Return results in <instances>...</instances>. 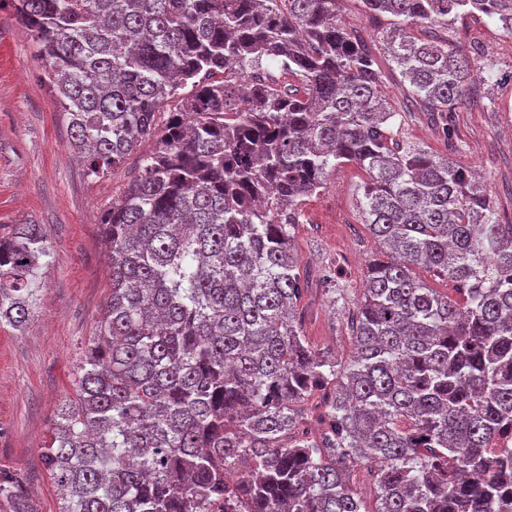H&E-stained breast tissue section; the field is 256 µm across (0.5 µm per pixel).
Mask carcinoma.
<instances>
[{
	"label": "carcinoma",
	"instance_id": "1",
	"mask_svg": "<svg viewBox=\"0 0 512 512\" xmlns=\"http://www.w3.org/2000/svg\"><path fill=\"white\" fill-rule=\"evenodd\" d=\"M339 2L10 0L87 176L156 138L101 218L112 292L42 452L60 512H364L356 465L375 512H512V447H494L512 429V224L471 170L395 129L419 105L451 143L455 113L481 103L476 48L409 29L479 13L512 34V0H360L390 19L412 95L397 109ZM343 165L367 174L357 209L379 246L346 363L304 333L293 245L301 202ZM53 261L40 224L0 236V326L25 325ZM320 280L330 306L349 303ZM328 386L315 438L306 407ZM1 502L33 512L0 471ZM350 483L361 493L363 503L368 509H375V496L371 477L368 476L366 466H357L350 474Z\"/></svg>",
	"mask_w": 512,
	"mask_h": 512
}]
</instances>
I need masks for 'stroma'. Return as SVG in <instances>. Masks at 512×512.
<instances>
[{"instance_id": "stroma-1", "label": "stroma", "mask_w": 512, "mask_h": 512, "mask_svg": "<svg viewBox=\"0 0 512 512\" xmlns=\"http://www.w3.org/2000/svg\"><path fill=\"white\" fill-rule=\"evenodd\" d=\"M340 17L358 31L382 63V90L402 103L409 85L391 70L382 35L385 17H366L359 0H342ZM449 43L480 52L474 72L494 62L497 76L475 80L478 94L495 111L474 107L456 113L461 146L449 150L429 113L413 112L405 140L474 167L490 190L503 222L512 223V34L486 17L466 16L448 26ZM68 119L57 105L32 38L0 0V225L40 224L56 260L22 329L0 327V469L17 473L34 512H60L62 494L47 473L42 447L58 415L74 395L89 341L111 294L110 269L100 220L118 200L135 169V159L106 176H86L70 144ZM366 180L347 165L319 194L302 203L294 245L311 273L304 299V332L317 349L345 360L353 352L343 311L327 306L319 282L322 269H335L351 287L363 284L377 245L360 222L356 199Z\"/></svg>"}]
</instances>
